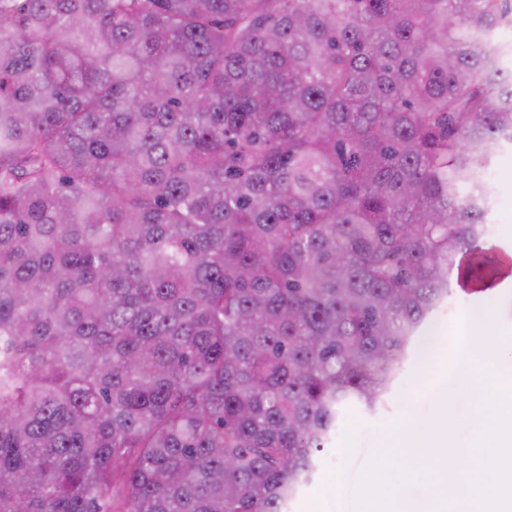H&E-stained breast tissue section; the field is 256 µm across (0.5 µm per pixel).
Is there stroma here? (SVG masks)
Returning <instances> with one entry per match:
<instances>
[{"label":"stroma","instance_id":"1","mask_svg":"<svg viewBox=\"0 0 512 512\" xmlns=\"http://www.w3.org/2000/svg\"><path fill=\"white\" fill-rule=\"evenodd\" d=\"M488 180L491 202L487 221L493 230L486 237V246L501 254L512 253V144L505 142L497 148ZM477 308L484 311L479 323L471 317ZM435 317L442 325V340L436 348L433 368L423 373L412 360H404L394 385L376 409L347 407L335 437L321 454L312 481L290 501L287 512H311L325 480L336 469H343L348 480H356L369 459L388 451L400 433L432 437L447 416L456 425L462 455H469V444L485 423L477 411L482 385L476 375L459 372L456 357L464 334L469 332L491 333L503 347H512V287L474 294L453 289ZM395 500L401 510L416 500L434 505L437 512H452L454 508L441 477L432 484L416 481L397 485Z\"/></svg>","mask_w":512,"mask_h":512}]
</instances>
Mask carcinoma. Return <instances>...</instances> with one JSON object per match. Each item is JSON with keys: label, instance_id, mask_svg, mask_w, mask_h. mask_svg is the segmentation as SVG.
Wrapping results in <instances>:
<instances>
[{"label": "carcinoma", "instance_id": "1", "mask_svg": "<svg viewBox=\"0 0 512 512\" xmlns=\"http://www.w3.org/2000/svg\"><path fill=\"white\" fill-rule=\"evenodd\" d=\"M512 0H0V512H285L485 289Z\"/></svg>", "mask_w": 512, "mask_h": 512}]
</instances>
